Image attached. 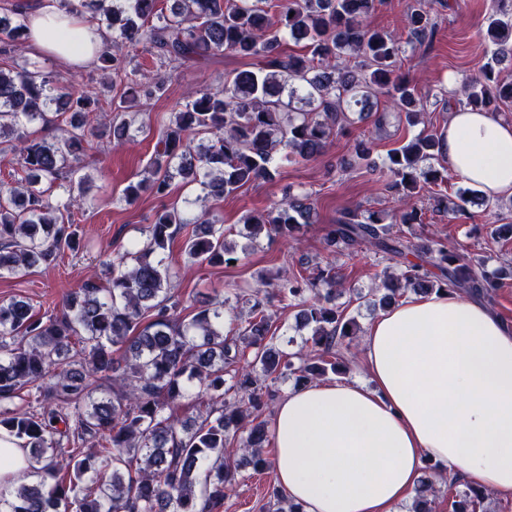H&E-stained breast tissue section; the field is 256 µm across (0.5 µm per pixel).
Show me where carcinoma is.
<instances>
[{
  "label": "carcinoma",
  "instance_id": "carcinoma-1",
  "mask_svg": "<svg viewBox=\"0 0 512 512\" xmlns=\"http://www.w3.org/2000/svg\"><path fill=\"white\" fill-rule=\"evenodd\" d=\"M377 0H80V12L105 26L111 36L98 56L109 89L120 86L109 106L113 117L100 125V101L77 85H59L49 72L25 66L0 67V163L19 175L14 186L0 185V276L50 265L80 240L64 219L85 204L89 176L79 165L92 136L119 145L132 138L130 109L140 98L163 91L164 81L149 71L125 67L124 46L154 48L170 63L185 64L209 54L230 53L259 60L257 69L224 77V87L193 86L158 140L147 176L129 182L122 200L145 192L168 194L180 177L196 185V201L221 198L258 180L272 181L276 154L311 160L330 138L346 131L348 114L377 115L379 96L415 125L427 101L401 73L405 53L393 36L365 22ZM276 21H271L269 12ZM409 42L424 44L435 23L420 2L403 16ZM26 20L0 18V52L25 44ZM303 44L302 54H286L282 40ZM485 38L491 63L464 82V106L492 112L512 100V83L495 76L494 64L512 60V0H497ZM357 64L342 63L346 56ZM68 115L52 140L34 138L27 125L47 114ZM441 134L423 130L371 168L393 193L389 211L344 210L323 237L326 250L350 258L374 249L398 265L384 273L372 305L386 309L407 290L419 294L490 296L500 271L479 270L482 261L439 239L423 237L426 224L416 199L428 194L433 210H466L471 189L455 199L441 189L444 168ZM59 194L53 200V194ZM306 195L288 194L267 212L242 219L246 238L256 243L263 228L296 237L312 223ZM407 232L390 236V225ZM147 242L126 250L108 268L105 282L89 281L66 303L62 317L37 316L32 305L12 298L0 302V431L21 441L41 464L40 480L17 486L0 512H219L224 491L239 469L271 468L265 411L274 393L265 382L291 376L295 385L344 375L340 349L361 333L356 317L336 305L348 291L339 287L336 266L291 272L275 278L273 295L298 309L308 329L301 350L288 354L271 333L270 294L236 295L247 308L237 315L233 336L224 335L225 302L199 307L180 319L181 300L171 291L173 273L165 253L185 234L190 258L224 265L240 257L226 240L221 219L202 209L190 215L164 206L147 227ZM112 381V396L93 397L92 380ZM206 407L200 423L189 425L166 413L188 384ZM50 383L57 403L43 406ZM27 395V408L11 407ZM221 411L213 415V406ZM440 489L429 475L416 489L409 512H434ZM487 494L469 485L457 492L451 512H479ZM269 512H302L276 486L268 492Z\"/></svg>",
  "mask_w": 512,
  "mask_h": 512
}]
</instances>
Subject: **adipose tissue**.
<instances>
[{
    "label": "adipose tissue",
    "mask_w": 512,
    "mask_h": 512,
    "mask_svg": "<svg viewBox=\"0 0 512 512\" xmlns=\"http://www.w3.org/2000/svg\"><path fill=\"white\" fill-rule=\"evenodd\" d=\"M28 31L36 55L73 64L103 46L95 24L53 0L30 14ZM441 149L488 198L512 195V120L451 112ZM363 361L365 379L316 381L276 404L275 479L303 512H397L429 461L512 496V325L475 299L412 295L369 325ZM38 476L1 431L0 492Z\"/></svg>",
    "instance_id": "obj_1"
}]
</instances>
